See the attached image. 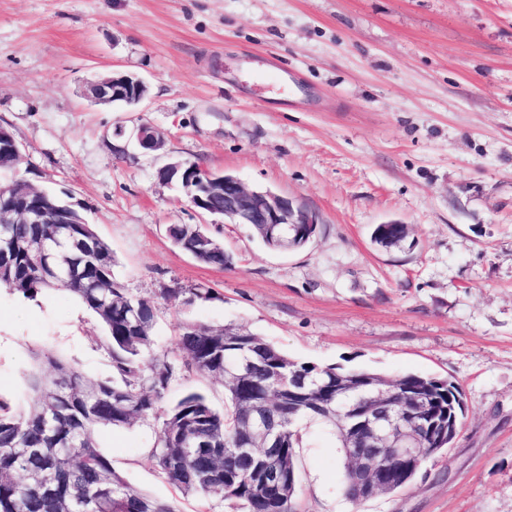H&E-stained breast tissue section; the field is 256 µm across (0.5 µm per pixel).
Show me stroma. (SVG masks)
I'll use <instances>...</instances> for the list:
<instances>
[{
	"label": "stroma",
	"mask_w": 512,
	"mask_h": 512,
	"mask_svg": "<svg viewBox=\"0 0 512 512\" xmlns=\"http://www.w3.org/2000/svg\"><path fill=\"white\" fill-rule=\"evenodd\" d=\"M122 72L145 102L98 105ZM148 123L163 150L112 136ZM0 126L22 179L93 224L127 292L156 307L158 352L187 323L234 325L319 366L445 378L466 404L446 455L396 493L341 489L333 431L301 427L297 512H512V0H0ZM191 161L315 212L302 249L247 224H206L159 171ZM407 224L385 248L376 225ZM206 224L231 262L199 263L170 224ZM174 288L212 297L167 301ZM98 317L64 289L0 288V398L27 405L32 352L112 375ZM154 420L99 428L113 468L178 512H237L186 495L151 457Z\"/></svg>",
	"instance_id": "1"
}]
</instances>
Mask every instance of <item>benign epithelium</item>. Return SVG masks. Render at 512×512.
<instances>
[{"label": "benign epithelium", "mask_w": 512, "mask_h": 512, "mask_svg": "<svg viewBox=\"0 0 512 512\" xmlns=\"http://www.w3.org/2000/svg\"><path fill=\"white\" fill-rule=\"evenodd\" d=\"M146 84L134 77L114 73L89 88L88 97L96 104L135 106L147 96ZM137 145L146 153L156 152L164 146V138L153 126L141 125L135 132ZM169 181L178 178L191 205L212 215L221 216L232 224H268L280 232L288 229V235L309 236L310 229L319 224L316 213L293 199L270 191L247 189L241 181L230 175H219L186 162H174L161 171ZM72 206L54 204L48 200V192L27 185H0V224H62L65 212ZM386 393L364 399L369 414L365 432L383 443L380 448L393 461L413 465L420 454L414 436L395 428L392 423L379 421L374 406Z\"/></svg>", "instance_id": "7a95c632"}]
</instances>
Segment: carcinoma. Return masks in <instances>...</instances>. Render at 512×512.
<instances>
[{"label":"carcinoma","instance_id":"cac0c4a2","mask_svg":"<svg viewBox=\"0 0 512 512\" xmlns=\"http://www.w3.org/2000/svg\"><path fill=\"white\" fill-rule=\"evenodd\" d=\"M1 232L9 243L0 252V288L29 300L56 285L29 243H60L67 255L66 289L105 327L112 379L89 381L69 363L50 358L54 375L34 373L27 379L35 394L27 411L0 400V512H177L170 502L127 483L96 446L99 428L138 420L161 421L151 456L170 483L185 494L222 499L224 482L231 479L238 486L232 500L240 512H295L302 421L335 428L344 452L370 447L368 438L352 430L361 421L360 400L375 384L388 389L382 409L419 436V469L434 454L438 432H448V421L462 426L465 402L448 379L320 367L233 326L186 324L177 339L181 358L159 355L154 306L114 279L112 250L93 225L0 224ZM170 239L201 263L224 267V247L202 226L175 224ZM185 371L224 383V409L198 392L165 406L173 380ZM261 409L277 422L269 447L284 468L283 485L273 495L255 478L266 451L249 426ZM247 446L255 448L249 464L232 452ZM32 470L40 472V482L26 478ZM343 489L351 499L363 495L347 459Z\"/></svg>","mask_w":512,"mask_h":512}]
</instances>
